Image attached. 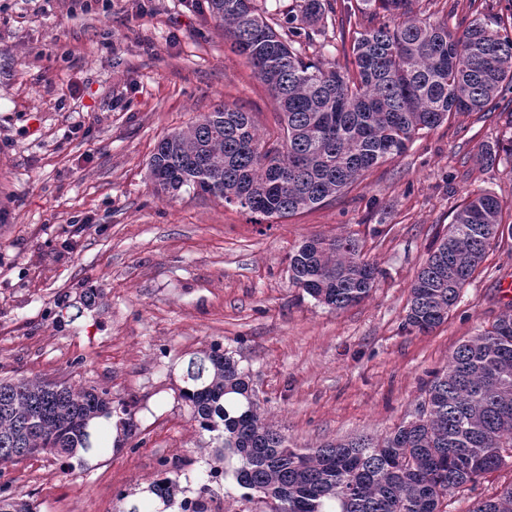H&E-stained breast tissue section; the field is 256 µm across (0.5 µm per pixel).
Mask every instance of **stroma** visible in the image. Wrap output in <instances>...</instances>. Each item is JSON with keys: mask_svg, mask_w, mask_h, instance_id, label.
<instances>
[{"mask_svg": "<svg viewBox=\"0 0 512 512\" xmlns=\"http://www.w3.org/2000/svg\"><path fill=\"white\" fill-rule=\"evenodd\" d=\"M415 9L452 27L512 21V0ZM221 105L276 134L275 99L195 0H0V380L105 389L134 424L130 438L105 429L71 459L1 463L0 495L34 512H129L168 476L178 503L196 498L220 460L181 391L189 359L216 343L250 372L290 446L384 436L413 418L454 349L512 304L506 236L444 323L403 328L410 286L466 194L494 193L512 222V162L475 158L512 133V102L452 116L341 198L285 219L154 193L157 142ZM341 233L380 275L367 300L331 311L293 285L288 255ZM510 485L511 466L488 473L444 512Z\"/></svg>", "mask_w": 512, "mask_h": 512, "instance_id": "obj_1", "label": "stroma"}]
</instances>
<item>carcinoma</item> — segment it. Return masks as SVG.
<instances>
[{
  "instance_id": "obj_1",
  "label": "carcinoma",
  "mask_w": 512,
  "mask_h": 512,
  "mask_svg": "<svg viewBox=\"0 0 512 512\" xmlns=\"http://www.w3.org/2000/svg\"><path fill=\"white\" fill-rule=\"evenodd\" d=\"M417 0H347L350 64L326 67L306 48L327 37L332 0H207L209 15L277 102L280 134L264 139L248 112L227 106L164 136L148 162L157 193L209 195L264 217L285 218L341 196L363 172L406 153L423 132L460 112H488L512 88V37L475 18L452 30L418 17ZM512 157V137L480 146L485 167ZM494 194L467 196L429 249L411 286L404 326L425 334L448 319L492 244L509 234ZM292 283L344 310L370 297L378 267L350 235L313 236L288 256ZM182 398L201 429L217 433L241 499L264 512H442L448 496L512 459V308L460 344L433 372L412 419L380 439L356 437L298 449L260 411L250 376L221 346L189 360ZM123 414L106 390L65 382H0V461L48 448L72 458L92 447L99 419ZM177 481L150 487L164 505ZM182 512H209L206 494ZM0 512H32L0 496ZM470 512H512V487Z\"/></svg>"
}]
</instances>
